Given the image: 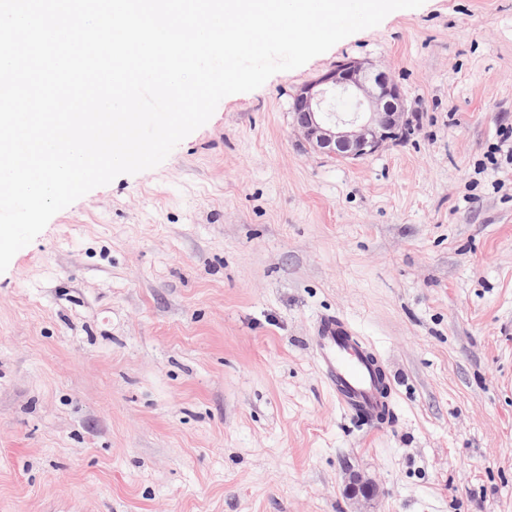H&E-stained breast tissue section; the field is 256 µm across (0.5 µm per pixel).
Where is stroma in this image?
I'll return each instance as SVG.
<instances>
[{
    "mask_svg": "<svg viewBox=\"0 0 512 512\" xmlns=\"http://www.w3.org/2000/svg\"><path fill=\"white\" fill-rule=\"evenodd\" d=\"M388 70L412 127L310 151L295 91ZM512 0H425L223 98L157 167L56 213L0 273V512H512ZM343 319L390 416L343 409ZM312 346L324 380L339 404L362 419L380 423L381 409H388L389 393H381L368 359L371 353L353 331L340 320H325L318 326ZM346 488L349 497L357 504V512H367L379 495L377 485L359 473L349 474Z\"/></svg>",
    "mask_w": 512,
    "mask_h": 512,
    "instance_id": "stroma-1",
    "label": "stroma"
}]
</instances>
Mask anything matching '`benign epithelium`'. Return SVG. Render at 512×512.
<instances>
[{"mask_svg":"<svg viewBox=\"0 0 512 512\" xmlns=\"http://www.w3.org/2000/svg\"><path fill=\"white\" fill-rule=\"evenodd\" d=\"M356 96L362 112H335V102ZM293 123L311 149L340 160L370 156L411 124L399 86L385 70L372 72L363 63L343 60L304 84L293 98ZM347 492L357 512H368L378 497L377 485L351 473Z\"/></svg>","mask_w":512,"mask_h":512,"instance_id":"benign-epithelium-1","label":"benign epithelium"}]
</instances>
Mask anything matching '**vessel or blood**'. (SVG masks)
Here are the masks:
<instances>
[{
	"label": "vessel or blood",
	"mask_w": 512,
	"mask_h": 512,
	"mask_svg": "<svg viewBox=\"0 0 512 512\" xmlns=\"http://www.w3.org/2000/svg\"><path fill=\"white\" fill-rule=\"evenodd\" d=\"M328 387L343 407L375 423L388 398L368 359L369 351L348 326L339 320L320 323L312 343Z\"/></svg>",
	"instance_id": "vessel-or-blood-1"
}]
</instances>
